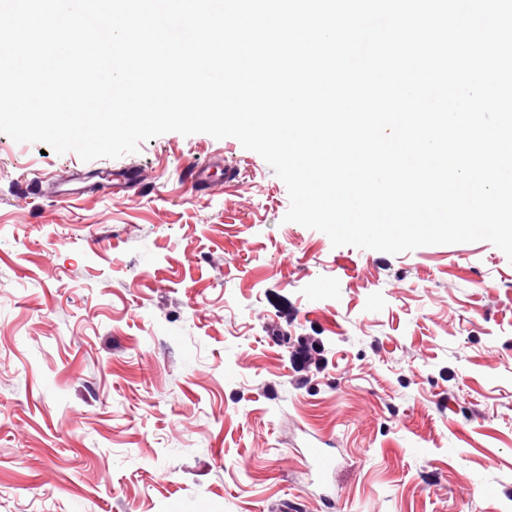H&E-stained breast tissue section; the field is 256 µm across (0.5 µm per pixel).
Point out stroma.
Here are the masks:
<instances>
[{"label":"stroma","instance_id":"35a3bbf8","mask_svg":"<svg viewBox=\"0 0 512 512\" xmlns=\"http://www.w3.org/2000/svg\"><path fill=\"white\" fill-rule=\"evenodd\" d=\"M289 206L231 137L0 134V512H512V261L335 248Z\"/></svg>","mask_w":512,"mask_h":512}]
</instances>
